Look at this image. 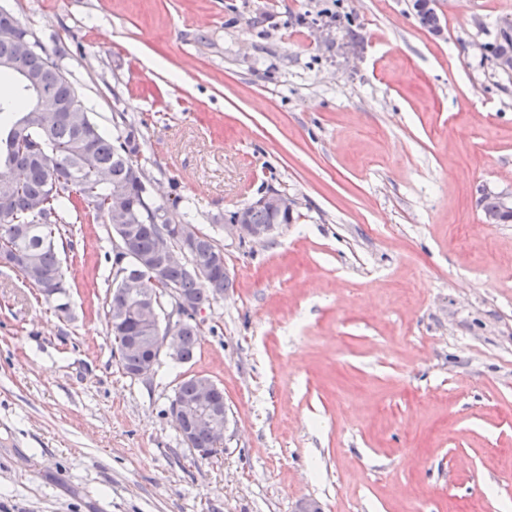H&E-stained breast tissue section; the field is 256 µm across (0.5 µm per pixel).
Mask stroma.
I'll return each mask as SVG.
<instances>
[{
    "label": "stroma",
    "instance_id": "1",
    "mask_svg": "<svg viewBox=\"0 0 512 512\" xmlns=\"http://www.w3.org/2000/svg\"><path fill=\"white\" fill-rule=\"evenodd\" d=\"M94 120L141 119L232 285L196 358L124 374L112 230L67 218L70 310L0 263V512H512V0H0ZM291 223L220 224L268 191ZM194 375L228 429L202 458L168 408Z\"/></svg>",
    "mask_w": 512,
    "mask_h": 512
}]
</instances>
